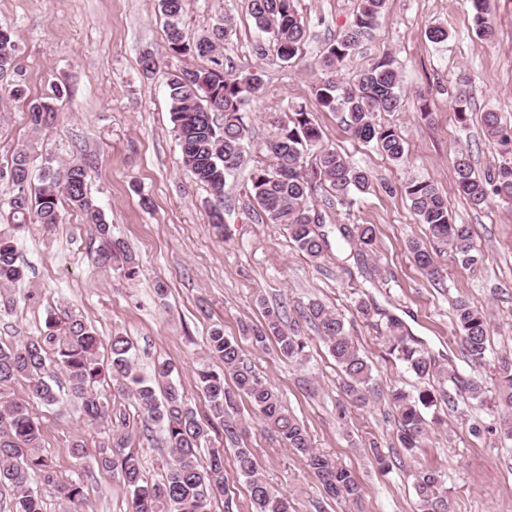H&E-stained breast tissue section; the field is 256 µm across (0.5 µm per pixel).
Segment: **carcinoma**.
Masks as SVG:
<instances>
[{
	"mask_svg": "<svg viewBox=\"0 0 512 512\" xmlns=\"http://www.w3.org/2000/svg\"><path fill=\"white\" fill-rule=\"evenodd\" d=\"M296 0H252V15L263 34V44L272 45L285 62L300 60L306 30L299 16ZM476 36L492 43L496 29L488 16V0H469ZM166 17L168 47L174 54L191 56L200 63L168 77L171 121L181 149L183 166L200 183L215 193L224 192L227 177L244 162L250 147V132L243 121L241 106L260 94L263 79L259 72H238L225 67L219 58L224 41L232 32L231 19L198 36L186 40L181 17L184 0H160ZM385 0H362L354 21L340 31L313 64L320 77L313 84V94L320 108L340 114L346 128L358 140L372 143L394 163L407 160L405 141L391 124L377 120L381 112H396L403 104L398 67L385 58L350 81L338 78V71L354 56L360 44L372 34L383 14ZM16 44L9 32L0 30V77L5 83L17 74ZM61 94L30 103V123L41 128L58 117L56 101ZM484 135L501 157V162L484 175L471 163L470 154L460 152L453 161L456 187L471 205L483 207L492 198L512 202V130L502 123L497 112L484 113ZM266 163L256 166L250 175L249 193L261 213L271 224L288 231L295 248L307 258L321 259L329 245L322 213L311 202L315 188L325 186L338 204L351 206L354 196L368 192L370 172L355 165L348 157L323 142V135L311 113L300 109L288 121L277 124V131L262 144ZM314 156L308 162V156ZM31 158L17 152L7 170L15 187L4 203L17 230L28 224L51 228L60 222L59 200L65 198L82 212L94 226L99 245L97 263L103 267L123 256L124 277L138 276L139 265L121 242L112 239L110 225L102 210L88 193L90 166L74 163L59 169L54 160H44L41 185L31 189ZM403 191L419 223L427 226L432 238L448 245L461 263L476 267L482 252L467 224H455L448 212V201L431 182L408 179ZM336 241L352 245L362 254L373 251L376 232L371 224H337ZM410 252L416 265L429 277L438 269L432 254L418 241H411ZM23 268L17 263L16 248L9 238H0V287L20 281ZM306 317L321 328L323 339L343 372V392L349 401L362 406L372 393V367L360 352L345 326L344 319L320 302L309 305ZM462 357L470 363L482 362L488 351L490 322L486 312L466 301L455 305ZM389 355L426 387L415 393L395 389L390 402L398 424L399 448L413 452L421 446L428 432L425 410L437 400L454 404L452 394L444 389L434 393L427 385L445 375L428 351L408 336L402 324L389 320ZM255 348L276 344L288 359L303 357L306 343L302 337L283 326L279 311L265 314V324L249 336ZM107 346V360L100 358V348ZM132 342L120 335L103 342L83 317L65 312L46 322V330L35 338L13 346H0V485L11 493L12 512H42V494L51 490L70 503L84 500L85 480L63 481L40 453L41 423L28 404L10 399L6 391L25 383L32 398L45 406L58 403V396L45 379L51 363L61 369L69 382V395L79 404L85 421L99 426L106 440L94 458L93 474H110L129 490V512H209L213 497L226 492L229 477L224 468V449H207L202 461V445L211 434H224L235 446L237 475L249 484L251 502L256 512H293L288 495L273 489L263 478L252 449L239 446L245 426L235 419L238 400H248L259 420L272 429L285 448L306 457L325 496L342 498L353 504L363 500L364 490L357 476L313 452L310 436L302 423L288 414L279 395L248 364L238 339L224 335L214 327L207 337L206 355L221 369L199 370L198 378L208 401V413L202 418L187 401L181 388L171 379L172 366L161 361L154 366L153 378L145 380L132 359ZM112 382L113 391L134 401L140 414L161 424L170 443L171 461L160 480L147 476L139 450L132 446L130 420L125 413L112 409L95 386L104 379ZM450 381L457 390L480 400L483 385L459 373ZM495 399L503 414L500 429L503 437L512 438V358L498 366ZM415 493L422 512H451L444 489L443 475L437 470H422L414 478Z\"/></svg>",
	"mask_w": 512,
	"mask_h": 512,
	"instance_id": "obj_1",
	"label": "carcinoma"
}]
</instances>
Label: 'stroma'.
Returning a JSON list of instances; mask_svg holds the SVG:
<instances>
[{
	"label": "stroma",
	"instance_id": "35a3bbf8",
	"mask_svg": "<svg viewBox=\"0 0 512 512\" xmlns=\"http://www.w3.org/2000/svg\"><path fill=\"white\" fill-rule=\"evenodd\" d=\"M249 3L186 0L182 16L191 39L231 18L224 60L239 71H258L263 79L260 95L242 109L253 144L219 201L180 162L166 79L194 60L169 52L159 0H0V28L13 35L17 79L28 90L24 100L0 93V199L13 193L3 172L19 150L37 160L52 157L59 168L89 163L90 196L113 237L139 264L132 280L118 269L99 268L91 226L65 203L60 224L50 230L31 224L17 231L0 220V236L14 241L26 267L24 279L0 293V345L38 336L47 317L72 311L102 338L128 337L144 376H151L155 363L169 362L188 402L202 411L207 402L197 371L207 362L211 328L220 326L225 335L241 339L250 365L306 427L314 452L357 475L365 512H419L414 476L427 468L442 472L453 512H512V443L500 436L493 403L498 361L512 356V205L472 206L457 192L453 169L462 150L470 152L478 172L497 164L499 156L483 135L482 113H500L512 126V0H490L497 38L488 46L475 34L468 0H386L377 29L340 76L352 79L384 57L396 61L405 106L381 120L405 140L408 161L401 166L355 139L336 113L319 108L312 93L313 62L353 21L359 0H296L307 30L299 64L282 61L271 48L257 54L261 34ZM435 25L447 28L446 43L429 41L427 31ZM147 53L160 67L151 78L141 68ZM461 86L470 112L464 124L455 115ZM56 89L64 93L58 119L32 129L29 101ZM301 106L312 112L327 145L372 175L371 191L356 196L350 207L326 206L325 189L314 194L326 224L374 225V249L364 258L333 243L320 260L308 259L282 225L261 220L249 195L250 171L265 160L258 142ZM412 177L433 182L447 197L454 222L470 225L484 255L478 268L455 261L419 224L402 191ZM216 206L224 214L219 229L211 222ZM413 240L432 253L439 280L428 279L414 264ZM160 280L168 286L163 298L154 291ZM361 300L371 304V317L358 314ZM460 300L490 316L483 363L461 356L454 323ZM313 301L343 316L368 357L377 390L365 405L345 406L336 361L318 327L303 316ZM272 308L298 327L307 344L304 360L281 356L275 344L258 349L245 340L246 328L263 324ZM392 317L441 366L482 381L485 394L479 401L462 398L453 407L440 402L429 408L431 427L422 448L392 457L383 472L365 445L374 440L384 449L397 447L388 394L419 386L387 354ZM96 389L129 416L142 463L149 477L159 478L170 459L161 428H145L133 401L114 397L110 382ZM30 407L42 425V455L60 477L81 476L102 446L103 431L86 424L66 395L54 406L34 401ZM237 418L248 425L242 446L252 449L266 480L288 494L295 512H352L348 502L322 499L306 459L282 447L248 401H240ZM76 441L86 450L84 460L72 456ZM85 489L86 512H128L129 491L118 479L99 474L86 479Z\"/></svg>",
	"mask_w": 512,
	"mask_h": 512
}]
</instances>
